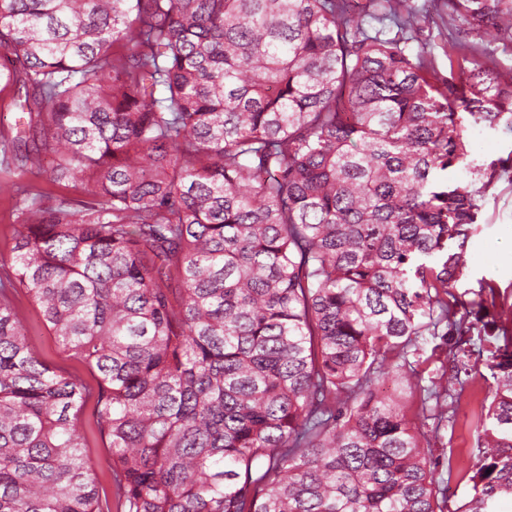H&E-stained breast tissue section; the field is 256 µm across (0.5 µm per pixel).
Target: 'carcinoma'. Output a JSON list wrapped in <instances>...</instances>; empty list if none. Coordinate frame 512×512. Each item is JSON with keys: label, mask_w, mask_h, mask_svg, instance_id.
I'll return each instance as SVG.
<instances>
[{"label": "carcinoma", "mask_w": 512, "mask_h": 512, "mask_svg": "<svg viewBox=\"0 0 512 512\" xmlns=\"http://www.w3.org/2000/svg\"><path fill=\"white\" fill-rule=\"evenodd\" d=\"M458 73L408 47L407 0H0V512H110L77 425L87 390L31 349L22 289L97 374L119 512H498L512 500V332L486 366L478 453L448 507L432 448L469 364L460 249L512 126V0H445ZM120 46L123 52L110 51ZM55 155L47 203L22 182ZM473 168L481 186L440 179ZM457 336L423 386L405 349ZM402 399L379 394L388 374ZM421 410L422 425L407 408ZM432 424H426L427 420ZM483 45L487 55L499 70L512 69V51L503 45V41L495 36L485 38ZM0 85V136L12 138L17 134V126L23 115L14 105L16 92L13 88ZM26 182H30L35 190L46 195H77L87 190L83 183L69 184L68 186L59 185L51 182L45 172L39 175H28ZM13 221L10 216V202L0 194V258L9 264L12 247Z\"/></svg>", "instance_id": "carcinoma-1"}]
</instances>
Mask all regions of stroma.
Listing matches in <instances>:
<instances>
[{
  "mask_svg": "<svg viewBox=\"0 0 512 512\" xmlns=\"http://www.w3.org/2000/svg\"><path fill=\"white\" fill-rule=\"evenodd\" d=\"M435 0H411L420 15L411 33L409 45L423 50L432 61L438 77L450 75V43L453 38H466V31L452 29L448 24V10L435 7ZM472 157L475 162L500 160L507 172L484 194L478 224L472 225L463 252L465 269L453 291L463 301L474 303L481 286H492L498 302L512 304V129L470 128ZM16 311L27 329L33 352L46 360L56 370L80 378L89 391H96L97 378L79 358L60 348L44 326L38 309L23 292L13 298ZM473 324L467 333V350L478 353L488 347L498 334L497 325L490 313L475 305L471 317ZM491 374L476 377L463 395L453 424L443 425L442 435L452 438L451 447H435L434 454L441 464L440 476L449 471H464L471 467L476 448V421L481 412L485 393L492 385ZM94 401L86 399L78 419L84 437V456L95 473L101 496L109 507H116V490L111 479V452L106 440L99 433L93 415Z\"/></svg>",
  "mask_w": 512,
  "mask_h": 512,
  "instance_id": "1",
  "label": "stroma"
}]
</instances>
